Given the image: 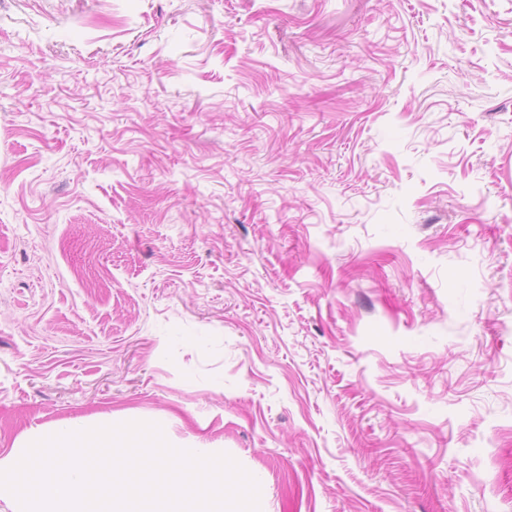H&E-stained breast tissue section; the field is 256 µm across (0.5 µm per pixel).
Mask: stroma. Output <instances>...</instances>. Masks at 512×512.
I'll use <instances>...</instances> for the list:
<instances>
[{
    "label": "stroma",
    "mask_w": 512,
    "mask_h": 512,
    "mask_svg": "<svg viewBox=\"0 0 512 512\" xmlns=\"http://www.w3.org/2000/svg\"><path fill=\"white\" fill-rule=\"evenodd\" d=\"M81 417L512 512V0H0V463Z\"/></svg>",
    "instance_id": "1"
}]
</instances>
